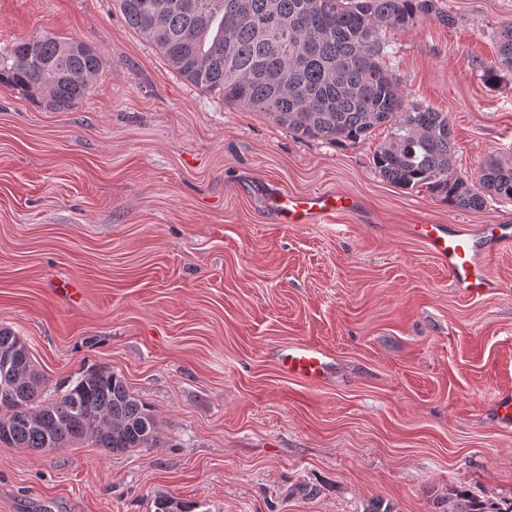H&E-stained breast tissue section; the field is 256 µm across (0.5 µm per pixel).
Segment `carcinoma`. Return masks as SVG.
<instances>
[{
	"mask_svg": "<svg viewBox=\"0 0 512 512\" xmlns=\"http://www.w3.org/2000/svg\"><path fill=\"white\" fill-rule=\"evenodd\" d=\"M116 0L125 22L151 41L171 67L224 101L265 113L301 138L333 144L364 141L388 127L373 164L389 183L424 188L456 208L479 210L487 198L512 201V166L491 159L472 174L454 167L448 113L404 95L383 65L388 27L411 28L434 16L451 22L438 0ZM498 59L512 69V25L499 35ZM102 67L98 50L79 39H22L0 56V82L40 99L50 111L85 100ZM0 443L50 452L90 441L110 453L149 448L158 440L150 408L107 368L87 370L45 399L48 380L32 366L25 342L0 327ZM155 512H192L167 495ZM444 512H512L468 489L448 497Z\"/></svg>",
	"mask_w": 512,
	"mask_h": 512,
	"instance_id": "1",
	"label": "carcinoma"
}]
</instances>
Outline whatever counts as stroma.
<instances>
[{
	"instance_id": "1",
	"label": "stroma",
	"mask_w": 512,
	"mask_h": 512,
	"mask_svg": "<svg viewBox=\"0 0 512 512\" xmlns=\"http://www.w3.org/2000/svg\"><path fill=\"white\" fill-rule=\"evenodd\" d=\"M452 16L387 29L410 100L447 113L455 167L512 165V71L495 84L512 0H439ZM50 34L96 47L88 99L52 112L0 83V326L50 387L106 366L151 406L158 440L115 455L0 443V512H438L463 486L512 499V250L498 288L461 295L409 225L512 220V202L452 208L385 180L387 137L335 145L184 80L115 0H0V55ZM356 196L322 224H279L267 184ZM314 345L328 380L284 372ZM313 487L309 497L292 484Z\"/></svg>"
}]
</instances>
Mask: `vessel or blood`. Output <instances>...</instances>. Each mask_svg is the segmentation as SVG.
<instances>
[{
	"label": "vessel or blood",
	"instance_id": "b4317fda",
	"mask_svg": "<svg viewBox=\"0 0 512 512\" xmlns=\"http://www.w3.org/2000/svg\"><path fill=\"white\" fill-rule=\"evenodd\" d=\"M267 211L281 224H318L345 210L358 209L356 198L332 192L293 196L275 186L265 191ZM414 237L422 241L447 269L452 284L461 291L478 295L493 290L486 275V261L501 248L512 245V223L483 224L470 230L455 224H416ZM286 372L311 384L323 381L332 363L320 348L311 345L289 347L282 355Z\"/></svg>",
	"mask_w": 512,
	"mask_h": 512
}]
</instances>
